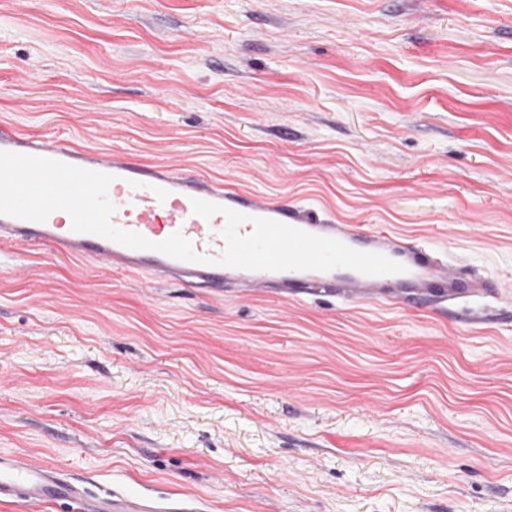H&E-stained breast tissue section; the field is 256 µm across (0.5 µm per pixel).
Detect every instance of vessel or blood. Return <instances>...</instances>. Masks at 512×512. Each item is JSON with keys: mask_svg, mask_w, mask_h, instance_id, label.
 Returning a JSON list of instances; mask_svg holds the SVG:
<instances>
[{"mask_svg": "<svg viewBox=\"0 0 512 512\" xmlns=\"http://www.w3.org/2000/svg\"><path fill=\"white\" fill-rule=\"evenodd\" d=\"M0 151L45 157L112 175L107 197L114 207V226L137 232L153 242L182 233L194 250L208 256L209 261H183L77 232L54 214L42 222L0 214L1 242L31 249L48 247L145 279L169 275L193 288L220 291L230 287L244 295L262 291L288 299L314 288H329L346 300L400 308L428 299L445 309L462 299H484L495 294L486 278L451 265L426 246L383 225L366 230L356 224H336L319 210L304 205L272 202L240 192L223 181L189 178L163 165L137 164L118 150L90 151L50 135L28 136L8 122L0 123ZM196 199L246 215V222L238 228L240 234L252 232L253 219H271L311 235L336 239L358 251L382 254L403 265L404 270L398 274L367 275L349 268L267 271L217 265L215 259L225 246L222 231L226 221L220 214L207 219L194 214L192 202ZM60 501L72 504L76 512H198L195 499L190 497L156 499L114 491L93 498L81 484L66 479L56 468L24 456L0 457V503L25 508Z\"/></svg>", "mask_w": 512, "mask_h": 512, "instance_id": "b4317fda", "label": "vessel or blood"}]
</instances>
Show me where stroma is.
Wrapping results in <instances>:
<instances>
[{
    "label": "stroma",
    "mask_w": 512,
    "mask_h": 512,
    "mask_svg": "<svg viewBox=\"0 0 512 512\" xmlns=\"http://www.w3.org/2000/svg\"><path fill=\"white\" fill-rule=\"evenodd\" d=\"M384 225L448 310L0 242V456L203 512H512V0H0V120Z\"/></svg>",
    "instance_id": "stroma-1"
}]
</instances>
